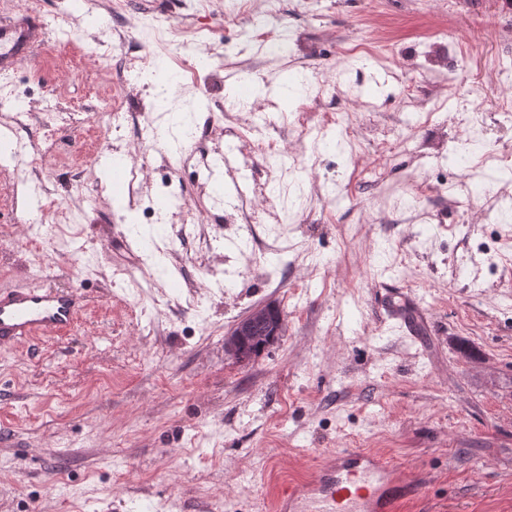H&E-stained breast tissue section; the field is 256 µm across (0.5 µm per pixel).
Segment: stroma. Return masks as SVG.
I'll use <instances>...</instances> for the list:
<instances>
[{
  "label": "stroma",
  "mask_w": 512,
  "mask_h": 512,
  "mask_svg": "<svg viewBox=\"0 0 512 512\" xmlns=\"http://www.w3.org/2000/svg\"><path fill=\"white\" fill-rule=\"evenodd\" d=\"M36 13L43 49L0 74V131L23 147L0 159V285L84 301L71 335L0 347V512H274L284 483L358 446L418 485L397 512H512V0ZM460 72L491 92L463 96ZM177 112L208 160L234 146L250 210L150 138ZM115 151L140 183L119 206ZM472 176L497 199L458 202ZM394 290L427 318L417 336L381 309ZM266 303L280 339L238 362L224 336Z\"/></svg>",
  "instance_id": "obj_1"
}]
</instances>
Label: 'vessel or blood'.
I'll use <instances>...</instances> for the list:
<instances>
[{
  "label": "vessel or blood",
  "instance_id": "1",
  "mask_svg": "<svg viewBox=\"0 0 512 512\" xmlns=\"http://www.w3.org/2000/svg\"><path fill=\"white\" fill-rule=\"evenodd\" d=\"M41 45L39 23L27 9L0 21V72L34 57ZM405 296L390 293L383 308L405 330L413 321ZM81 307L74 288H0V347L20 345L39 337L69 335ZM396 467L362 448H343L304 480L290 481L277 497V512H395L413 492Z\"/></svg>",
  "mask_w": 512,
  "mask_h": 512
}]
</instances>
